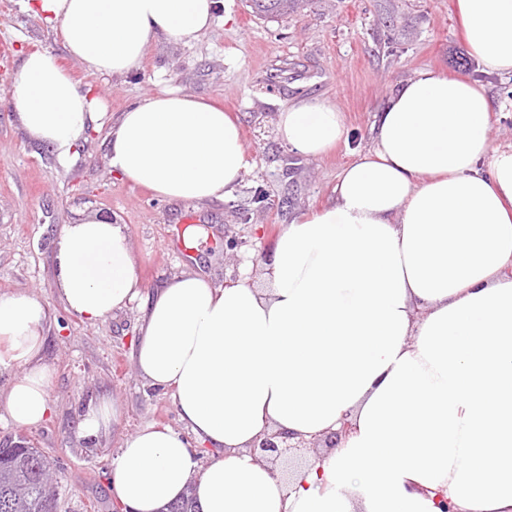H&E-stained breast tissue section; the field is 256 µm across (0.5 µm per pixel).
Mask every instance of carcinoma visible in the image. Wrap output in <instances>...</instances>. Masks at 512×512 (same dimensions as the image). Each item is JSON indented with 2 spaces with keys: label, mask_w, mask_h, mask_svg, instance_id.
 <instances>
[{
  "label": "carcinoma",
  "mask_w": 512,
  "mask_h": 512,
  "mask_svg": "<svg viewBox=\"0 0 512 512\" xmlns=\"http://www.w3.org/2000/svg\"><path fill=\"white\" fill-rule=\"evenodd\" d=\"M263 18L290 14L308 0H248ZM59 490L50 466L37 448H0V512H47L58 503ZM164 512H198L189 494L168 503Z\"/></svg>",
  "instance_id": "cac0c4a2"
}]
</instances>
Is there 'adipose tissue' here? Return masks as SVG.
Returning a JSON list of instances; mask_svg holds the SVG:
<instances>
[{
    "mask_svg": "<svg viewBox=\"0 0 512 512\" xmlns=\"http://www.w3.org/2000/svg\"><path fill=\"white\" fill-rule=\"evenodd\" d=\"M67 54L93 75H126L165 36L196 41L218 0H31ZM469 55L512 76V0H456ZM9 93L23 127L69 161L103 117L59 57L23 53ZM483 83L417 71L371 127V147L332 199L288 224L265 287L179 272L144 292L124 225L98 214L62 225L55 283L96 322L138 303L141 376L173 397L184 431L127 436L111 481L123 512H159L193 492L201 512H512V146L494 149ZM290 149L319 156L346 135L339 109L304 98L277 117ZM112 170L162 200L232 196L249 165L223 107L176 90L122 112L107 138ZM45 305L0 295V371H13L5 419L50 415ZM90 403L78 436L117 423ZM351 432L326 457L280 472L256 461L260 436ZM195 443H188L187 435ZM213 452L201 463L198 446Z\"/></svg>",
    "mask_w": 512,
    "mask_h": 512,
    "instance_id": "1",
    "label": "adipose tissue"
}]
</instances>
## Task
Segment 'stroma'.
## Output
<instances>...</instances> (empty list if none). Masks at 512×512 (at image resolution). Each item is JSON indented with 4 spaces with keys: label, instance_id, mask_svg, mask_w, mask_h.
Here are the masks:
<instances>
[{
    "label": "stroma",
    "instance_id": "35a3bbf8",
    "mask_svg": "<svg viewBox=\"0 0 512 512\" xmlns=\"http://www.w3.org/2000/svg\"><path fill=\"white\" fill-rule=\"evenodd\" d=\"M1 43L8 56L0 58V294L26 292L46 306L44 358L53 374L50 417L23 430L0 423V448L21 440L43 452L59 487L58 512H117L111 468L122 440L151 423L181 427L172 396L148 386L135 364L137 308L95 324L67 310L54 277L62 225L84 213L125 225L148 292L189 268L217 285L244 272L260 278L285 225L329 201L342 168L369 148L388 96L423 68L486 84L494 103L490 144H512V78L458 65L467 49L454 0H315L278 18L254 16L246 0H221L197 41L159 39L126 76H86L24 0H0ZM35 46L59 56L110 122L165 88L223 106L242 127L250 161L234 195L204 203L145 197L112 171L107 126L90 131L72 162L60 165L21 125L8 95L22 52ZM314 96L343 112L348 134L330 153L308 157L280 139L276 123L283 106ZM189 226L201 230L190 246L182 235ZM102 395L119 406L120 419L87 448L76 435L79 415Z\"/></svg>",
    "mask_w": 512,
    "mask_h": 512
}]
</instances>
